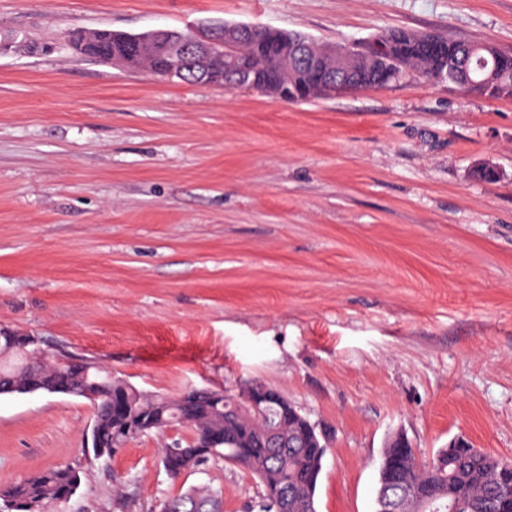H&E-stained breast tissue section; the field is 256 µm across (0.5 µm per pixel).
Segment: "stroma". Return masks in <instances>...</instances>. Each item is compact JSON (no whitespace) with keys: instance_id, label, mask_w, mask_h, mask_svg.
I'll return each mask as SVG.
<instances>
[{"instance_id":"35a3bbf8","label":"stroma","mask_w":512,"mask_h":512,"mask_svg":"<svg viewBox=\"0 0 512 512\" xmlns=\"http://www.w3.org/2000/svg\"><path fill=\"white\" fill-rule=\"evenodd\" d=\"M214 22L512 51V0H0V328L147 394L276 389L331 433L318 512H375L397 433L423 462L457 437L512 461V99L414 77L289 103L65 43ZM93 418L0 395V487L67 464L62 512H159L201 484L251 512L242 468L165 473L188 429L94 463Z\"/></svg>"}]
</instances>
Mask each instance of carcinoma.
<instances>
[{
	"mask_svg": "<svg viewBox=\"0 0 512 512\" xmlns=\"http://www.w3.org/2000/svg\"><path fill=\"white\" fill-rule=\"evenodd\" d=\"M139 35L106 29L69 33L74 52L129 69L163 71L172 60L161 53L125 52L126 39ZM280 33L245 42L239 53L249 60L244 87L290 102L315 100L341 91L333 82L312 78L316 70L333 71L340 64L312 48L302 60L282 56ZM346 66L364 89L399 83L413 73L429 79L444 77L466 92L489 98H512V53L491 42L462 41L404 28L379 32L356 46ZM7 384L14 387L65 388L72 396L93 395L96 430L91 435L94 459L110 458L136 437L174 426L191 431L188 439L164 446L160 464L173 478L194 472L221 457L224 463L248 471L255 479L258 512H317V488L329 437L289 403L278 421L265 413L244 409L256 382L238 393L215 399L187 389L176 396L148 395L135 387L110 382L77 359L69 365L17 347L4 352ZM383 455L397 463L391 482L379 486L377 498L398 499L402 512H512V480L499 479L506 461L478 449L441 448L427 463L417 460L410 442L385 448ZM80 470L55 466L16 483L0 487V512H56L70 500ZM288 487L283 502L269 484ZM220 491L210 486L191 488L167 500L168 512H217Z\"/></svg>",
	"mask_w": 512,
	"mask_h": 512,
	"instance_id": "obj_1",
	"label": "carcinoma"
}]
</instances>
